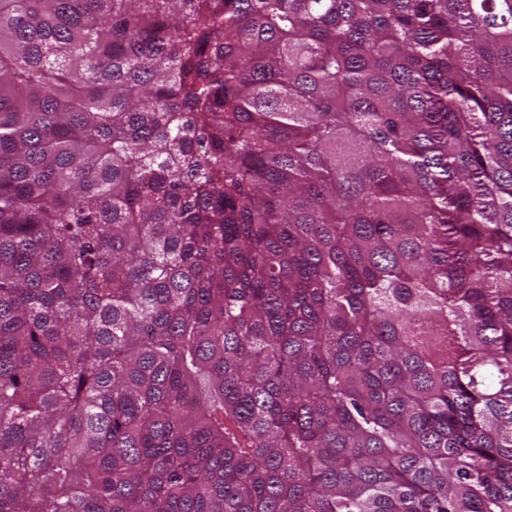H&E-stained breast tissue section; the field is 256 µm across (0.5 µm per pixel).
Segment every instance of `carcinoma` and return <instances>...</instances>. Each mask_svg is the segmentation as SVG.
Segmentation results:
<instances>
[{
    "instance_id": "1",
    "label": "carcinoma",
    "mask_w": 512,
    "mask_h": 512,
    "mask_svg": "<svg viewBox=\"0 0 512 512\" xmlns=\"http://www.w3.org/2000/svg\"><path fill=\"white\" fill-rule=\"evenodd\" d=\"M0 512H512V0H0Z\"/></svg>"
}]
</instances>
